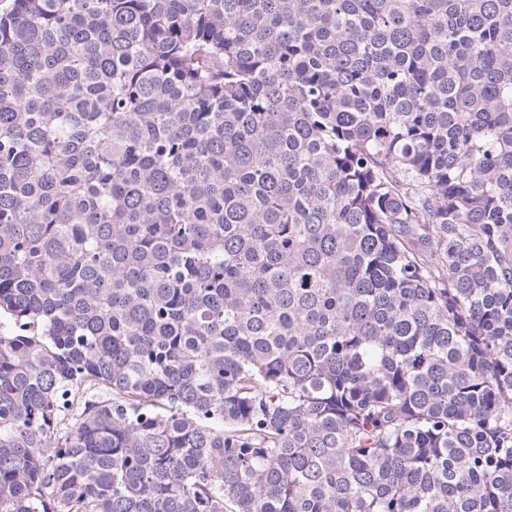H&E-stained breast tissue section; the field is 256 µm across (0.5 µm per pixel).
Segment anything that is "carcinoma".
Listing matches in <instances>:
<instances>
[{
  "label": "carcinoma",
  "mask_w": 512,
  "mask_h": 512,
  "mask_svg": "<svg viewBox=\"0 0 512 512\" xmlns=\"http://www.w3.org/2000/svg\"><path fill=\"white\" fill-rule=\"evenodd\" d=\"M0 512H512V0H10Z\"/></svg>",
  "instance_id": "1"
}]
</instances>
